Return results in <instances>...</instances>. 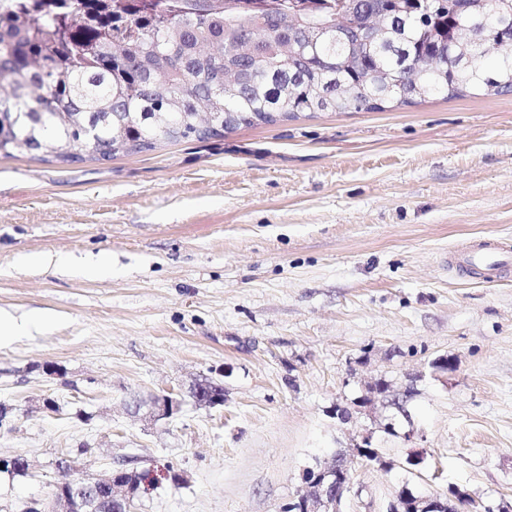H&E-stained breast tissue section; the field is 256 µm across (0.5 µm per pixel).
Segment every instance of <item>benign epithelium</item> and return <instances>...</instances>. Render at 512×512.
<instances>
[{"instance_id":"benign-epithelium-1","label":"benign epithelium","mask_w":512,"mask_h":512,"mask_svg":"<svg viewBox=\"0 0 512 512\" xmlns=\"http://www.w3.org/2000/svg\"><path fill=\"white\" fill-rule=\"evenodd\" d=\"M211 383L202 381L192 385V396L200 407H215L224 404V393L210 389ZM371 396L363 400L366 406L375 404V397L381 396L383 407L399 408L398 393L392 387L380 392L378 387L370 388ZM179 402L169 395H155L148 400L135 401V409L144 411L146 418L153 422L170 418L178 409ZM364 459H377V449L371 447L370 437L362 438L348 451H340L330 458L308 468L303 474L306 491L297 499L283 507V512H341L340 505L344 494L350 489L351 471L348 463L349 457ZM141 471L131 467L129 476L133 479L134 489H129L119 476L123 475L121 469H110L95 477L74 480L64 478L54 485L45 505L47 510H39L40 502L33 501L27 512H97V498L101 491L109 490L112 493V503L122 507L123 512H130L133 500L141 491ZM439 503L436 495L418 496L409 499L401 492L396 500L389 506L387 512H435V505Z\"/></svg>"}]
</instances>
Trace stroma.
Returning a JSON list of instances; mask_svg holds the SVG:
<instances>
[{"instance_id": "1", "label": "stroma", "mask_w": 512, "mask_h": 512, "mask_svg": "<svg viewBox=\"0 0 512 512\" xmlns=\"http://www.w3.org/2000/svg\"><path fill=\"white\" fill-rule=\"evenodd\" d=\"M485 237L512 241V93L0 157V313L55 318L0 345V457L30 462L0 474V512L47 498L65 455L76 477L152 472L134 512H281L365 436L379 457L352 460L343 512L405 487L512 512V266L454 261ZM201 378L223 405L194 403ZM381 379L403 410L362 406ZM167 392L170 421L133 414Z\"/></svg>"}]
</instances>
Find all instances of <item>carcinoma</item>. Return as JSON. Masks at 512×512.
Here are the masks:
<instances>
[{"label":"carcinoma","instance_id":"obj_1","mask_svg":"<svg viewBox=\"0 0 512 512\" xmlns=\"http://www.w3.org/2000/svg\"><path fill=\"white\" fill-rule=\"evenodd\" d=\"M512 92V0H0V156Z\"/></svg>","mask_w":512,"mask_h":512}]
</instances>
